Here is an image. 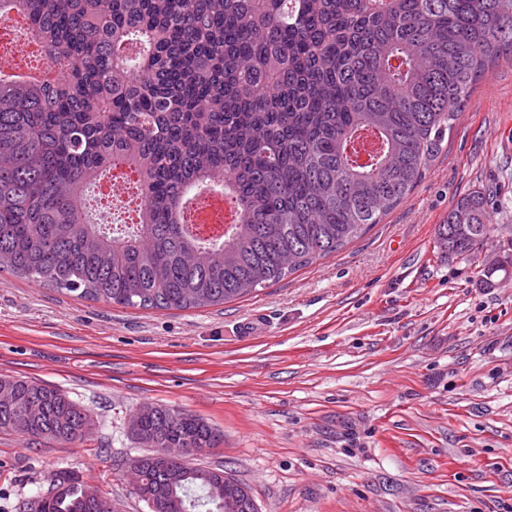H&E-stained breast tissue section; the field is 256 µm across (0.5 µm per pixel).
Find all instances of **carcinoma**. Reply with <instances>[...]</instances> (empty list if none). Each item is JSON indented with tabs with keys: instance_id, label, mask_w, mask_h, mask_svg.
<instances>
[{
	"instance_id": "carcinoma-1",
	"label": "carcinoma",
	"mask_w": 512,
	"mask_h": 512,
	"mask_svg": "<svg viewBox=\"0 0 512 512\" xmlns=\"http://www.w3.org/2000/svg\"><path fill=\"white\" fill-rule=\"evenodd\" d=\"M34 25L60 77L0 71V271L131 308L245 297L362 236L422 180L456 112L512 52V0H0ZM114 169L142 205L120 231L90 221ZM219 192L236 221L190 223ZM489 197H459L436 229L461 256L489 233ZM493 285L512 259L481 270ZM0 431L82 444L97 427L55 387L1 376ZM150 512H257L249 488L192 457L224 441L158 406L132 431ZM192 448L168 460L159 448ZM112 497L58 471L41 512H105Z\"/></svg>"
}]
</instances>
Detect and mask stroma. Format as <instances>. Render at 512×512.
I'll list each match as a JSON object with an SVG mask.
<instances>
[{
	"label": "stroma",
	"instance_id": "stroma-1",
	"mask_svg": "<svg viewBox=\"0 0 512 512\" xmlns=\"http://www.w3.org/2000/svg\"><path fill=\"white\" fill-rule=\"evenodd\" d=\"M490 194L487 241L449 257L436 229ZM512 244V57L480 79L422 182L363 236L218 306L148 310L0 272V376L90 409L81 445L0 431V512L68 469L119 501L144 404L221 431L196 456L246 484L258 512H512V277L481 269ZM264 332L249 331L251 322Z\"/></svg>",
	"mask_w": 512,
	"mask_h": 512
}]
</instances>
